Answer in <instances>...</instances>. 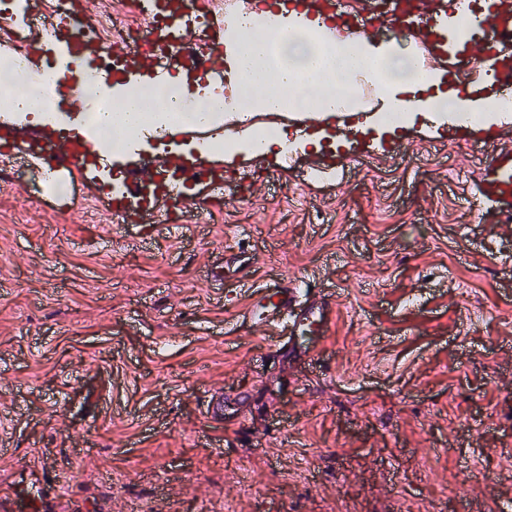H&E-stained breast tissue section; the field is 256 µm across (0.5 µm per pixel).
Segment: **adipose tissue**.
<instances>
[{
    "label": "adipose tissue",
    "instance_id": "adipose-tissue-1",
    "mask_svg": "<svg viewBox=\"0 0 512 512\" xmlns=\"http://www.w3.org/2000/svg\"><path fill=\"white\" fill-rule=\"evenodd\" d=\"M278 13L283 32L272 35L261 27L262 19ZM237 63L226 76L236 90L241 115L252 112L303 111L329 109L336 102H348L351 77L360 71L372 82L382 98L393 101L392 113L401 117L427 110L445 119L448 113L466 111L468 119L483 120L484 110L466 107L460 96L440 90L437 73L420 69L413 58L397 49L373 43L338 41L311 35L310 27L297 22L287 8H274L271 0H253L236 23ZM50 82L48 72L19 74L8 66L0 67V98L6 99L9 112L26 115L56 108L54 95L36 94L34 80ZM100 93L86 91L85 105L96 117L101 141L113 151L139 137L149 119L147 109L163 113L180 104L178 120L196 123L217 118L223 103L185 106L189 93L177 82L156 84L145 78L133 87L116 89L111 111L98 109ZM153 98L146 107L145 98Z\"/></svg>",
    "mask_w": 512,
    "mask_h": 512
}]
</instances>
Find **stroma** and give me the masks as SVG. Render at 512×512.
<instances>
[{
  "label": "stroma",
  "instance_id": "obj_1",
  "mask_svg": "<svg viewBox=\"0 0 512 512\" xmlns=\"http://www.w3.org/2000/svg\"><path fill=\"white\" fill-rule=\"evenodd\" d=\"M345 150L334 181L237 155L221 211L171 230L36 167L0 189V512L512 504V223L467 200L492 150L418 125ZM287 278L336 306L270 354L244 314Z\"/></svg>",
  "mask_w": 512,
  "mask_h": 512
}]
</instances>
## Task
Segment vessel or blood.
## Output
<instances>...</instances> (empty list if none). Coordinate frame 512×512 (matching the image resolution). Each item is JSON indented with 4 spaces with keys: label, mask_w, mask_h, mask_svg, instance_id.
I'll return each instance as SVG.
<instances>
[{
    "label": "vessel or blood",
    "mask_w": 512,
    "mask_h": 512,
    "mask_svg": "<svg viewBox=\"0 0 512 512\" xmlns=\"http://www.w3.org/2000/svg\"><path fill=\"white\" fill-rule=\"evenodd\" d=\"M289 2L308 18H333V27L341 39L376 40L380 37L376 29L380 14L372 9L353 14L341 7L340 0ZM460 3L469 17L465 27L454 14L432 15L424 27H417L422 0H394L389 18L401 30L411 33L420 65L443 60V78L453 85L459 83L460 72L471 73V82L463 85L467 98L472 104L489 109L490 114L485 122L472 123L463 120L460 113H449L448 134L452 137L461 134L467 143L492 147L490 162L474 185L469 203L478 220L508 224L512 222V146L503 143L502 136L512 128V113L497 111L496 105L504 93H512V0H460ZM207 12L215 52L198 62V75L203 80L211 76L214 55L228 60L236 50L234 15L226 13L220 5L208 7ZM90 26L85 14H75L69 24L58 27L56 38L50 40L46 37L44 21L37 17L27 24L21 38L8 43L7 50L11 55L34 61L54 48L59 52V66L67 69L76 61L97 57L100 37L78 43L71 35L74 29ZM112 56L123 61L126 80L146 75L163 84L172 77L171 72L156 68L153 54L131 57L126 49L119 48L113 50ZM355 82L367 99L363 113L352 114L340 109L327 114L290 112L286 115L289 127L295 132H319L328 146L317 167L312 169V178L343 165L344 154L330 151L329 146L347 138L367 140L368 154L372 157H388L394 151L392 135L379 128L377 122L380 112L386 109L385 103L364 77H356ZM77 110V104H70L64 117L44 122L33 132L39 148L29 155L32 165L74 181L85 180L90 166L104 167L111 177L120 180L123 193L129 197L137 196L142 186H154V193L142 201L139 209L112 206L109 215L118 224L135 223L143 210L153 214L157 223L175 224L186 206L201 210L214 207L215 193L224 186V161L207 154L205 148L220 136L219 128L175 126L167 135L166 147L155 152L152 167L136 162L116 168L112 165L111 154L98 145L93 131L73 122ZM301 298L300 284L283 279L274 282L252 301L251 308L259 312V322L271 340V350L278 351L293 344L294 333L300 327L326 328L328 303L305 305Z\"/></svg>",
    "instance_id": "1"
}]
</instances>
